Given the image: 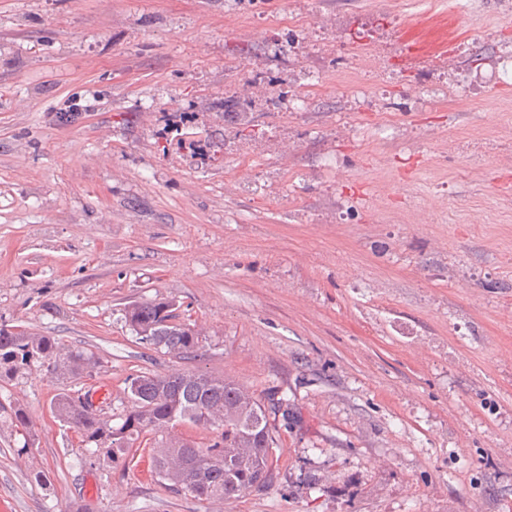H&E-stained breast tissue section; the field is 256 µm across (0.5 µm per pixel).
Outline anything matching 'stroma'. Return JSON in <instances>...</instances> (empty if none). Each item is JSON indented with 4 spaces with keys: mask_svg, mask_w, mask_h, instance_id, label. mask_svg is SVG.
Listing matches in <instances>:
<instances>
[{
    "mask_svg": "<svg viewBox=\"0 0 512 512\" xmlns=\"http://www.w3.org/2000/svg\"><path fill=\"white\" fill-rule=\"evenodd\" d=\"M509 50L512 0H0V326L101 361L0 381V512H512ZM171 300L197 356L124 321ZM178 370L283 402L268 484L176 492L51 412Z\"/></svg>",
    "mask_w": 512,
    "mask_h": 512,
    "instance_id": "stroma-1",
    "label": "stroma"
}]
</instances>
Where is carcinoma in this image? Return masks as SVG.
<instances>
[{"mask_svg":"<svg viewBox=\"0 0 512 512\" xmlns=\"http://www.w3.org/2000/svg\"><path fill=\"white\" fill-rule=\"evenodd\" d=\"M124 319L139 340L157 349L190 355L199 349V334L175 322L176 303L172 301L131 304L124 310ZM45 361L57 373L72 377H91L99 366L95 354L65 349L50 336L0 328V380H10ZM128 399L130 409L118 426L93 406L87 394L60 393L51 410L80 435L93 455L103 451L114 457L144 433L157 436L154 473L178 492L231 501L266 483L276 439L268 409L246 388L226 378L176 371L131 378ZM8 419L22 432L25 443L31 444L33 433L26 413L16 408ZM182 424L216 429L219 434L198 448L175 434Z\"/></svg>","mask_w":512,"mask_h":512,"instance_id":"carcinoma-1","label":"carcinoma"}]
</instances>
